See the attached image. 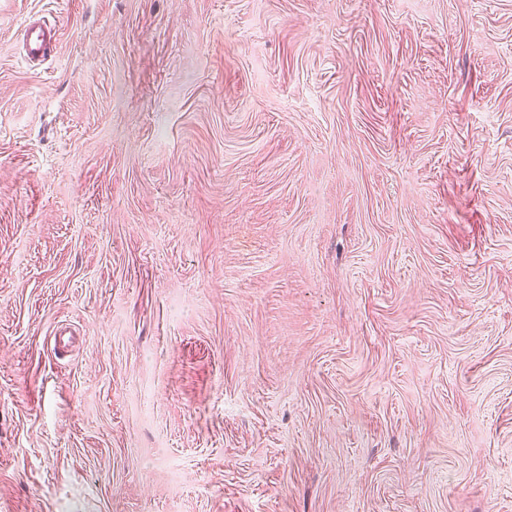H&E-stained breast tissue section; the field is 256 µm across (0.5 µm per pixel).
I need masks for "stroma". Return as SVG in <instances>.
Segmentation results:
<instances>
[{"mask_svg": "<svg viewBox=\"0 0 512 512\" xmlns=\"http://www.w3.org/2000/svg\"><path fill=\"white\" fill-rule=\"evenodd\" d=\"M0 512H512V0H0ZM22 31L24 48L30 60L44 59L55 46V32L40 22H26Z\"/></svg>", "mask_w": 512, "mask_h": 512, "instance_id": "stroma-1", "label": "stroma"}]
</instances>
